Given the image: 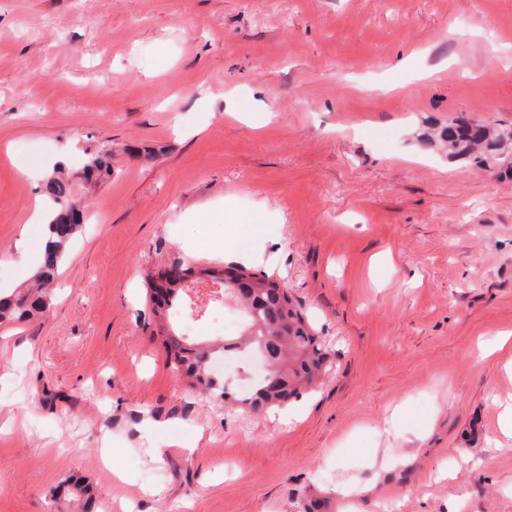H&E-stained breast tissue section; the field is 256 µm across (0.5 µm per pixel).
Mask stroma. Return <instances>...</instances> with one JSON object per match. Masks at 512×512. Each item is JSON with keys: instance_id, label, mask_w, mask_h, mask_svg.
<instances>
[{"instance_id": "obj_1", "label": "stroma", "mask_w": 512, "mask_h": 512, "mask_svg": "<svg viewBox=\"0 0 512 512\" xmlns=\"http://www.w3.org/2000/svg\"><path fill=\"white\" fill-rule=\"evenodd\" d=\"M456 117L512 123V0H0V288L59 153L84 206L49 310L0 325V512H71V475L100 512H512V350L478 348L512 329V180L420 143ZM228 200L261 260L210 250ZM176 260L300 305L332 365L291 424L174 375L144 277ZM112 175V152L100 150L88 157L84 168L83 176L87 181H93L110 177Z\"/></svg>"}]
</instances>
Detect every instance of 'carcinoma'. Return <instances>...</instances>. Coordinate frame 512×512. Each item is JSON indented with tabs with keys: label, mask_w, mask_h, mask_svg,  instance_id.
<instances>
[{
	"label": "carcinoma",
	"mask_w": 512,
	"mask_h": 512,
	"mask_svg": "<svg viewBox=\"0 0 512 512\" xmlns=\"http://www.w3.org/2000/svg\"><path fill=\"white\" fill-rule=\"evenodd\" d=\"M507 128L494 122L484 124L456 119L441 129L423 134L422 141L448 154L450 158L467 159L480 171H491L497 177L512 178V161L501 156L503 136ZM112 175V152L100 150L88 157L83 176L88 181ZM53 203L52 219L46 224V243L42 261L35 271L31 284L10 293L0 292V323L23 320L46 311L49 305L47 291L43 290L53 280L70 241L78 232L82 213L71 201L70 178L57 173L45 184ZM201 273L217 282L228 276L232 280L250 277L249 291L236 294L235 298L248 317L243 341L214 346L194 342L165 324L178 309L194 312L186 294V287L175 291L168 309H152L156 328L163 341L173 351L171 368L177 375L190 381L202 394L218 396L224 400L247 405L252 410L284 404L302 390L314 385L321 374L331 369L330 354L320 337L297 309L287 291L270 276L257 275L244 267L226 268L209 266L187 269V276ZM251 350L267 360L270 379L259 381L246 399L238 398L225 389L219 376L208 367L217 355L240 348ZM72 495L81 503V512H93L98 507L92 490L80 480L69 478Z\"/></svg>",
	"instance_id": "obj_1"
}]
</instances>
